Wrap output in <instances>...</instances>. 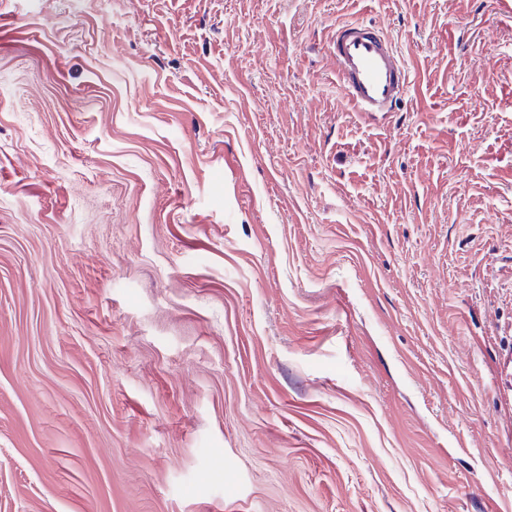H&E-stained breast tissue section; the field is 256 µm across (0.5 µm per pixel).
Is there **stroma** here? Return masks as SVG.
Listing matches in <instances>:
<instances>
[{
	"mask_svg": "<svg viewBox=\"0 0 512 512\" xmlns=\"http://www.w3.org/2000/svg\"><path fill=\"white\" fill-rule=\"evenodd\" d=\"M1 18L0 512H512V0ZM328 56L357 112H393L409 86V68L382 29L352 21L336 27Z\"/></svg>",
	"mask_w": 512,
	"mask_h": 512,
	"instance_id": "1",
	"label": "stroma"
}]
</instances>
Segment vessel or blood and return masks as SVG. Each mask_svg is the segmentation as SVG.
I'll use <instances>...</instances> for the list:
<instances>
[{
	"label": "vessel or blood",
	"mask_w": 512,
	"mask_h": 512,
	"mask_svg": "<svg viewBox=\"0 0 512 512\" xmlns=\"http://www.w3.org/2000/svg\"><path fill=\"white\" fill-rule=\"evenodd\" d=\"M328 56L356 111L392 112L408 89L409 69L383 30L360 21L338 25Z\"/></svg>",
	"instance_id": "obj_1"
}]
</instances>
